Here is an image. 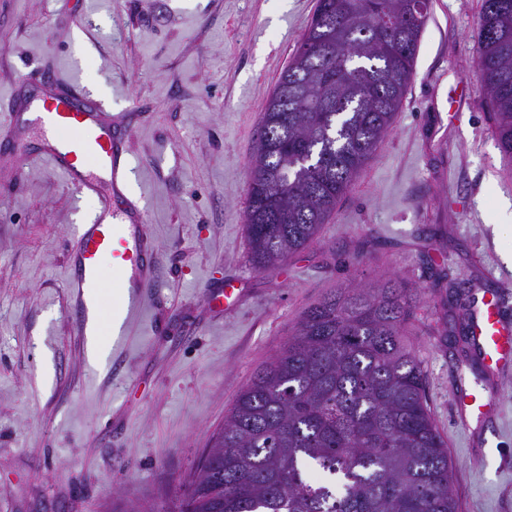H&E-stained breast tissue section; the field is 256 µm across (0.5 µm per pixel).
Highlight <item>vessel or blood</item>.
<instances>
[{"mask_svg":"<svg viewBox=\"0 0 512 512\" xmlns=\"http://www.w3.org/2000/svg\"><path fill=\"white\" fill-rule=\"evenodd\" d=\"M48 135L39 146L25 143L32 125ZM109 107L84 93L74 81L51 79L23 94H10L0 138L17 150L18 164L44 161L63 173L80 196L97 197L99 214L79 229L68 253V297L81 317L79 335L98 329L101 261L111 257L124 296L116 311L114 334L142 310V300L156 273L157 247L138 199L127 196L129 147L115 130ZM473 340L479 346L487 378L458 398L460 415L482 423L496 409L497 376L512 365V323L503 319L498 296L483 298L473 317Z\"/></svg>","mask_w":512,"mask_h":512,"instance_id":"vessel-or-blood-1","label":"vessel or blood"}]
</instances>
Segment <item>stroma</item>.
I'll return each mask as SVG.
<instances>
[{
  "instance_id": "1",
  "label": "stroma",
  "mask_w": 512,
  "mask_h": 512,
  "mask_svg": "<svg viewBox=\"0 0 512 512\" xmlns=\"http://www.w3.org/2000/svg\"><path fill=\"white\" fill-rule=\"evenodd\" d=\"M316 0H0V95L49 73L102 86L130 126V179L159 248L122 349L88 357L67 254L97 209L48 163L0 186V512H161L255 371L329 289L394 275L418 295L406 328L448 446L458 512H512V370L481 427L456 418L484 375L444 318L499 294L512 317V160L476 66L481 0H432L391 130L323 224L258 271L244 232L269 96ZM241 295L209 308L226 278Z\"/></svg>"
}]
</instances>
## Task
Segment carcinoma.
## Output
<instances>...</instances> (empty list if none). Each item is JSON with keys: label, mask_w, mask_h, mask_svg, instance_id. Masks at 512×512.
Wrapping results in <instances>:
<instances>
[{"label": "carcinoma", "mask_w": 512, "mask_h": 512, "mask_svg": "<svg viewBox=\"0 0 512 512\" xmlns=\"http://www.w3.org/2000/svg\"><path fill=\"white\" fill-rule=\"evenodd\" d=\"M430 0H317L262 118L249 259L316 237L391 128ZM476 65L512 158V0H482ZM417 295L387 277L332 288L240 392L201 470L164 512H456L452 465L405 330ZM315 467L336 478L313 484Z\"/></svg>", "instance_id": "obj_1"}]
</instances>
